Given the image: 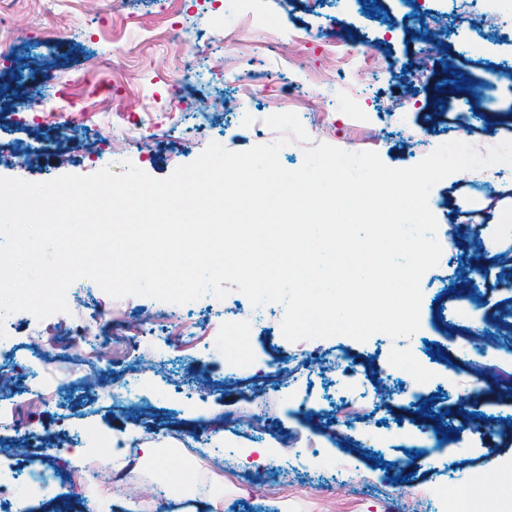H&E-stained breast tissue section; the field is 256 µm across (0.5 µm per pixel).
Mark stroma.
<instances>
[{
    "instance_id": "1",
    "label": "stroma",
    "mask_w": 512,
    "mask_h": 512,
    "mask_svg": "<svg viewBox=\"0 0 512 512\" xmlns=\"http://www.w3.org/2000/svg\"><path fill=\"white\" fill-rule=\"evenodd\" d=\"M0 34V177L118 174L128 160L163 179L210 143H271L257 112L296 113L309 136L393 168L457 139L482 153L512 140V82L500 76L512 67V12L487 32L461 0H21L0 13ZM245 74L261 79L254 96ZM428 204L442 255L421 280L419 330L304 339V367L288 353L283 306L252 316L236 290L177 305L118 300L81 278L68 312L6 315L0 375L29 371L35 383L0 401V442L39 434L63 470L84 452L75 479L33 499L86 512L101 456L134 426L173 465L223 486L224 512H448L453 485L500 474L512 463V395L472 386L447 358L466 351L459 327L479 329L478 347L493 352L512 321V181L490 166L458 172ZM470 211L487 218L480 236L457 222ZM238 345L243 361L228 362ZM335 348L356 371H321ZM403 357L419 381L401 371ZM96 366L124 398L89 391ZM346 418L357 426L345 443ZM210 419L223 441L208 440ZM266 447L265 464L241 465L243 449ZM435 449L436 462L405 477L399 461Z\"/></svg>"
}]
</instances>
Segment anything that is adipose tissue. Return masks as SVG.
<instances>
[{
    "instance_id": "1",
    "label": "adipose tissue",
    "mask_w": 512,
    "mask_h": 512,
    "mask_svg": "<svg viewBox=\"0 0 512 512\" xmlns=\"http://www.w3.org/2000/svg\"><path fill=\"white\" fill-rule=\"evenodd\" d=\"M130 436L138 442L136 452L118 450L102 457L101 463L110 468L122 481L138 482L140 492L135 497L121 500L123 512H170V500L185 497H201L209 512H224V491L210 487L205 495H198L196 487L202 476L195 470H185L180 480L169 477V470L157 466L159 450L154 442L141 438L140 429H132ZM504 479L500 485L489 484L483 476H475L465 481L457 499L456 512H492V503L512 492V467L503 469ZM166 486V495H158L159 486Z\"/></svg>"
}]
</instances>
